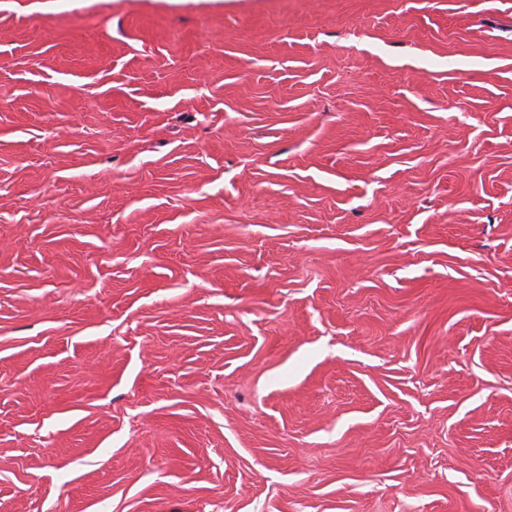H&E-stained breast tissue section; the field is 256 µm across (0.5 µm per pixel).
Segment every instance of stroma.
<instances>
[{
  "mask_svg": "<svg viewBox=\"0 0 512 512\" xmlns=\"http://www.w3.org/2000/svg\"><path fill=\"white\" fill-rule=\"evenodd\" d=\"M0 512H512V0H0Z\"/></svg>",
  "mask_w": 512,
  "mask_h": 512,
  "instance_id": "1",
  "label": "stroma"
}]
</instances>
